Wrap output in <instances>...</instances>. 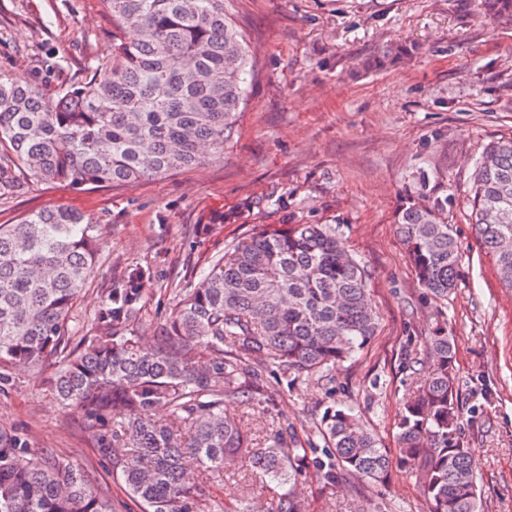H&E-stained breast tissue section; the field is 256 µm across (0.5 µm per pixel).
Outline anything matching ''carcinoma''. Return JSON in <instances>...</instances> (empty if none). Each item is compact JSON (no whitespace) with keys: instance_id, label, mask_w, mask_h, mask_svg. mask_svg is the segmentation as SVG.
<instances>
[{"instance_id":"carcinoma-1","label":"carcinoma","mask_w":512,"mask_h":512,"mask_svg":"<svg viewBox=\"0 0 512 512\" xmlns=\"http://www.w3.org/2000/svg\"><path fill=\"white\" fill-rule=\"evenodd\" d=\"M112 47L82 83L53 97L0 74V183L7 160L46 183L89 189L133 186L224 157L246 99L245 39L224 0H101ZM480 12L512 20V0H478ZM445 202L411 203L396 233L418 285L439 304L458 281L461 247ZM478 237L512 288V137L475 159L471 199ZM97 225L45 209L0 224V393L12 367L54 369L64 406L94 421L92 434L141 512H307L298 483L308 466L328 480L383 482L391 451L352 404L325 409L316 434L324 456H307L275 406L254 420L224 413L233 398L252 409L264 384L278 390L332 378L375 336L367 271L334 224H273L216 259L201 285L178 292L144 343L128 335L151 271L129 265L113 277L94 314L93 335L72 344L74 303L99 259ZM436 367L402 398L398 454L427 512H483L474 450L460 437L453 338L435 322L427 339ZM168 410L159 421L153 411ZM250 467L239 485L236 464ZM0 512H115L93 474L18 435H0Z\"/></svg>"}]
</instances>
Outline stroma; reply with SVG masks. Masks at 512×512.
Instances as JSON below:
<instances>
[{"label": "stroma", "instance_id": "obj_1", "mask_svg": "<svg viewBox=\"0 0 512 512\" xmlns=\"http://www.w3.org/2000/svg\"><path fill=\"white\" fill-rule=\"evenodd\" d=\"M242 30L251 76L222 159L130 188L77 190L11 168L0 224L45 208L98 224L104 248L71 315L74 340L123 267H150L134 334L148 338L177 291L198 287L231 245L268 224H335L365 266L378 328L331 381L276 393L298 443L314 440L325 408L352 403L385 448H396L404 394L424 372L406 367L442 311L454 339L461 436L475 451L483 512H512V290L471 220L474 160L512 137V22L480 17L474 0H225ZM112 18L100 0H0V74L53 95L105 57ZM413 46L401 65L364 72L388 46ZM448 201L462 246L445 307L424 297L396 235L403 203ZM50 371L16 370L0 394V432L52 449L92 473L120 512H140L112 472L83 411L61 408ZM308 512H424L412 478L384 484L325 481L308 470Z\"/></svg>", "mask_w": 512, "mask_h": 512}]
</instances>
